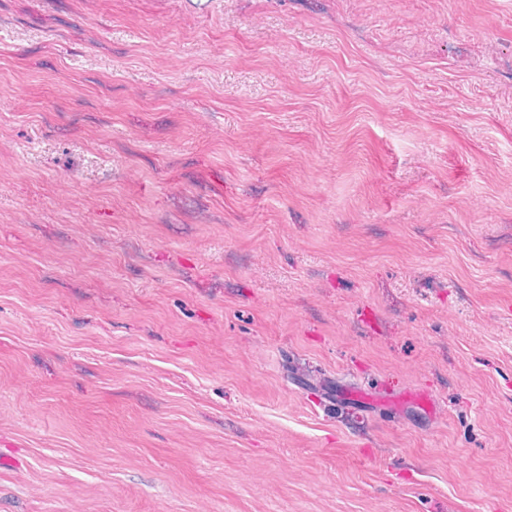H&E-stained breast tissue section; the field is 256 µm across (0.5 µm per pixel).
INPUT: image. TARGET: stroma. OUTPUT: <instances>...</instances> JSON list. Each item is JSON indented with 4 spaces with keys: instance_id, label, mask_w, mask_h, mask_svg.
I'll return each mask as SVG.
<instances>
[{
    "instance_id": "obj_1",
    "label": "stroma",
    "mask_w": 512,
    "mask_h": 512,
    "mask_svg": "<svg viewBox=\"0 0 512 512\" xmlns=\"http://www.w3.org/2000/svg\"><path fill=\"white\" fill-rule=\"evenodd\" d=\"M0 512H512V0H0ZM336 400L340 402H357L361 405H372L375 408H386L391 411H397L402 406V402L391 397L368 394L364 390L353 387L349 391L336 393Z\"/></svg>"
}]
</instances>
